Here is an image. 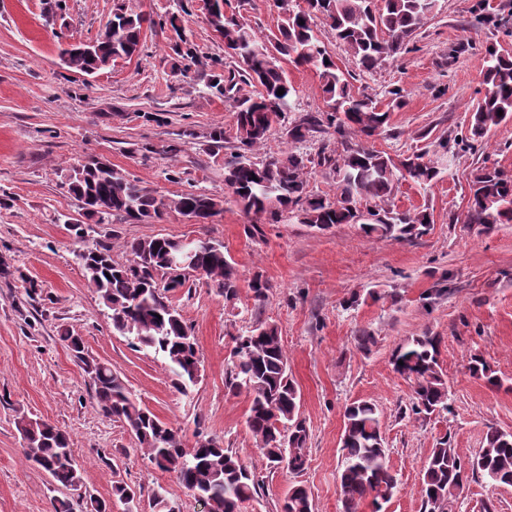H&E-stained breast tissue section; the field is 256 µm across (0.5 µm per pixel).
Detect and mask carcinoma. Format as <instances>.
Instances as JSON below:
<instances>
[{
	"mask_svg": "<svg viewBox=\"0 0 512 512\" xmlns=\"http://www.w3.org/2000/svg\"><path fill=\"white\" fill-rule=\"evenodd\" d=\"M383 2L378 8L375 0H276V31L262 41L230 0H224V8L206 13L207 24L224 41V57L212 58V67L223 65L225 59L239 63L237 71L213 74L209 88L222 96L236 87L238 76L259 87L255 96L239 101L234 117L235 145L224 156L225 185L241 210L255 217L246 228L249 236L262 233L260 222L277 224L285 215L321 231L335 224H357L367 236L395 241L428 230L431 218L427 211L401 212L389 202L403 181L425 188L438 180L444 155L450 152L448 140L438 143L442 155L435 159L424 153L395 159L356 142L358 137L381 134L388 126L391 108L402 104L403 95L399 89L390 91L392 107L385 109L355 90L316 32L317 21L324 22L357 67L374 72L406 50L434 15L438 0ZM146 23L152 26L155 21L120 5L95 40L67 45L60 51L61 60L73 71L91 75L117 59L137 56ZM164 24L178 39L173 50L186 61L184 69H189L197 59L187 46L180 14L171 13ZM282 59L316 69L327 107L320 116L307 114L290 122L286 128L289 141L303 143L313 134L331 129L336 147L324 144L313 155L298 150L254 156L273 127L270 114L282 122L296 105V90L280 65ZM483 82L485 92L472 109L463 138L470 146L512 121V56L493 44L485 48ZM280 89L284 90L281 95L277 94ZM316 167L333 173L335 199L308 190L307 175ZM66 185L81 206V218L72 223L77 249L85 251L79 260L89 284L110 312L113 329L136 347L162 355L174 387L188 392L198 382L200 359L192 329L170 300V294L191 288L190 276L170 277L173 239L154 236L126 241L123 249L129 259L117 263L109 246L86 242L84 224H110L115 219L149 224L169 211L193 214L205 224L223 209V200L198 191L165 196L126 178L97 157L85 162L80 171L72 169ZM467 222L487 231L512 223V174L488 166L477 170L470 186ZM192 266L225 300L237 298L238 272L224 254V245L195 240ZM249 288L254 303L262 305L268 291L263 275L255 274ZM63 341L82 364L100 411L129 427L151 465L175 473L190 495L207 502L210 512H242L243 504L255 498L259 482L237 452L212 439L207 445L184 448L178 431L141 407L109 364L85 355L80 336L67 331ZM234 343L226 387L235 393L244 391L250 398L246 424L269 463L283 464L293 475L302 473L308 465L309 429L300 415V394L278 325L259 321L234 338ZM440 356L441 339L429 332L405 339L392 352L394 370L413 383L410 410L418 417L451 412L448 377ZM469 372L493 387L499 385L494 371L477 355L470 358ZM16 428L26 459L44 468L62 486H80V470L67 432L27 416L17 419ZM341 448L338 481L343 512H363L367 504L372 512H382L397 491L398 479L389 465L382 415L375 403L356 400L345 408ZM474 477L495 486L512 485L511 431L489 428L483 447L468 458L458 453L448 435L436 439L423 467L422 509L454 512L459 490ZM113 495L139 509L140 494L126 484L115 485ZM149 506L152 512H175L161 487L152 490ZM281 512H313L308 488L293 485Z\"/></svg>",
	"mask_w": 512,
	"mask_h": 512,
	"instance_id": "obj_1",
	"label": "carcinoma"
}]
</instances>
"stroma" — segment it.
<instances>
[{
	"label": "stroma",
	"instance_id": "stroma-1",
	"mask_svg": "<svg viewBox=\"0 0 512 512\" xmlns=\"http://www.w3.org/2000/svg\"><path fill=\"white\" fill-rule=\"evenodd\" d=\"M502 26L478 24L476 2ZM129 12L164 18L186 7L185 35L200 62L180 71L172 34L145 29L138 56L84 76L62 64L63 42L96 39L116 4ZM318 35L353 85L379 105L391 90L404 103L392 108L385 131L372 137L376 150L394 157L434 152L439 139L467 128L484 92L483 56L488 44L512 54V0H439L438 10L406 51L373 73L359 71L319 25ZM224 42L206 23L203 0H65L50 16L44 0H0V512H54L56 500L70 512H90L91 497L124 512L112 487L124 483L149 498L164 487L177 512H203L174 473L151 467L129 428L99 413L87 378L61 336H82L87 355L111 365L134 399L178 429L185 447L214 438L237 451L259 481L243 512H280L295 483L310 490L314 512H343L337 475L342 456L343 413L359 399L383 413L389 463L399 486L383 512H422L421 470L430 448L449 435L469 457L488 427L512 431V224L491 232L466 221L469 184L482 166L512 172V122L489 133L479 151L461 152L432 186L402 183L396 210H428L431 224L418 237L395 241L364 236L358 225L318 231L288 220L264 225L263 238L246 235L250 216L224 183V158L210 134L235 135L234 111L256 88L241 84L230 94L210 91L211 58ZM297 91L296 115L324 112L314 67L283 61ZM178 152H170V145ZM109 162L127 178L174 196L204 191L223 201L222 211L199 224L172 211L153 224L93 225L90 239L111 245L126 261L124 241L147 236L202 238L223 243L238 270L236 300L205 281L171 301L193 329L201 379L179 393L162 356L138 349L112 328L97 293L76 261L69 220L79 202L62 185L64 174L87 156ZM178 172L169 180L170 172ZM262 274L268 298L255 306L249 282ZM41 286L28 295L23 281ZM278 324L288 364L301 393L300 414L309 428V464L298 476L271 467L246 425L249 398L224 386L234 336L256 320ZM376 344L358 351L360 331ZM439 336L452 410L423 419L410 410L413 384L397 374L391 354L407 337ZM483 357L502 381L493 388L467 371L471 355ZM27 415L55 423L72 440L82 482L62 487L27 461L15 427ZM461 512H512V486L469 481Z\"/></svg>",
	"mask_w": 512,
	"mask_h": 512
}]
</instances>
